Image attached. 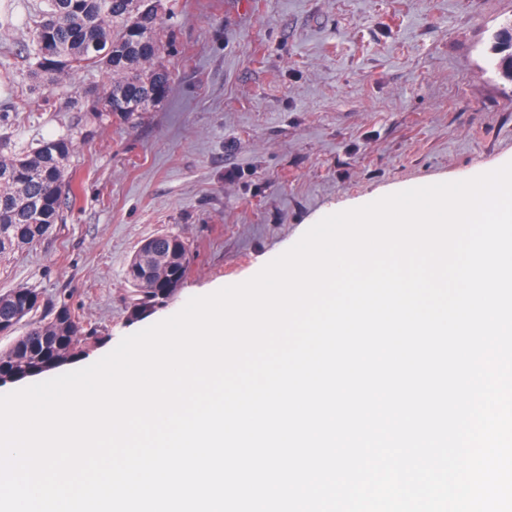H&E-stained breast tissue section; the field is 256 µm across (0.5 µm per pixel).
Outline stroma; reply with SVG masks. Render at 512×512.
<instances>
[{
  "mask_svg": "<svg viewBox=\"0 0 512 512\" xmlns=\"http://www.w3.org/2000/svg\"><path fill=\"white\" fill-rule=\"evenodd\" d=\"M45 0H0V155L72 134L77 200L0 262V292L38 289L122 338L252 278L324 216L512 162V82L493 63L512 0H179L159 60L169 94L95 124L34 87ZM173 232L193 259L178 295L127 312V265Z\"/></svg>",
  "mask_w": 512,
  "mask_h": 512,
  "instance_id": "stroma-1",
  "label": "stroma"
}]
</instances>
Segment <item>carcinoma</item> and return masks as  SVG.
Wrapping results in <instances>:
<instances>
[{"label":"carcinoma","instance_id":"1","mask_svg":"<svg viewBox=\"0 0 512 512\" xmlns=\"http://www.w3.org/2000/svg\"><path fill=\"white\" fill-rule=\"evenodd\" d=\"M158 13L144 12V0H47L32 30L34 45L49 38L56 63L46 66L36 56L35 74L54 87H64L83 69H100L109 80L92 102L83 104L99 123L129 122L151 112L170 88L168 71L158 62L161 39ZM102 41L112 55L91 53L88 44ZM70 134L43 139L37 146L8 156L0 155V260L43 240L64 219V209L76 200L70 159ZM190 245L179 235L155 237L153 246L138 250L126 269L131 287L128 313L144 316L173 299L186 278ZM153 271L145 279L139 271ZM0 326L12 337L0 350V383L40 375L86 355L98 339L86 327L80 309L65 301L44 299L34 288H11L0 293ZM24 332L15 335L19 328Z\"/></svg>","mask_w":512,"mask_h":512}]
</instances>
